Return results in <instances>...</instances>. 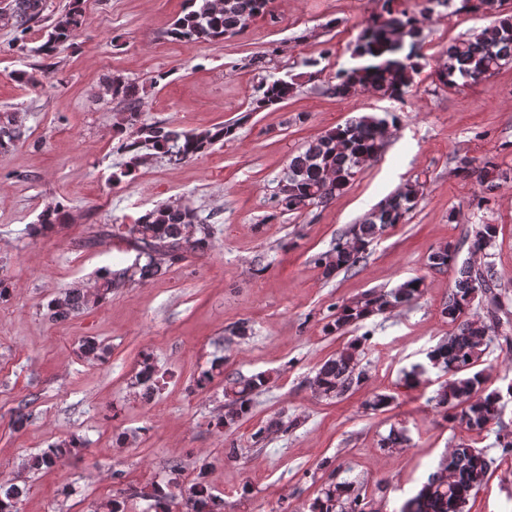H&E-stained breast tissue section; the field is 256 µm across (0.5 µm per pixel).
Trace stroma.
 Segmentation results:
<instances>
[{
    "instance_id": "stroma-1",
    "label": "stroma",
    "mask_w": 512,
    "mask_h": 512,
    "mask_svg": "<svg viewBox=\"0 0 512 512\" xmlns=\"http://www.w3.org/2000/svg\"><path fill=\"white\" fill-rule=\"evenodd\" d=\"M188 0H84V27L52 61L36 52L40 31L12 50V30L0 28V113H11L21 136L0 152V482H26L21 512H89L97 500L129 486L166 480L181 464L208 481L224 512H308L329 481L364 484L379 512H399L441 455L459 442L486 449L493 465L468 512H512V454L496 444V426L482 433L446 422L433 397L445 375L429 369L419 387L403 372L426 360L449 331L441 309L453 272L428 266L432 249L448 243L458 263L471 261L475 227L494 224L489 250L497 273L501 317L512 321V180L492 190L457 177L456 159L493 158L512 170V65L477 84L449 88L432 75L449 43L469 38L489 20L438 6L423 30L424 57L403 99L363 92L339 99L327 89L336 69L352 65L357 36L379 0H273L274 20L261 19L216 42L187 43L167 30ZM318 60L325 80L305 82L287 101L253 111L262 79L304 72ZM25 71L37 86L16 81ZM165 73V80L149 79ZM119 76L142 89L143 122L180 130L236 123L224 143L195 160L154 158L113 182L128 156L116 125L122 107L105 94ZM363 115L398 116L376 159L347 190L324 206L275 212L273 195L290 159L327 129ZM426 182L401 224L389 228L352 270L324 278L315 259L331 250L408 181ZM486 194L477 209L471 200ZM179 201L212 225L211 249L186 257L161 279L129 282L108 299L62 322L48 301L73 285L94 287L99 271L130 266L134 251L118 227L156 205ZM66 222L33 238L48 204ZM426 282L411 305L372 317L341 335L324 324L336 305L407 280ZM250 332L238 337L235 330ZM364 382L340 399L315 395L317 368L361 335ZM109 349L99 364L78 353L82 339ZM164 375L152 402L131 381L143 355ZM224 374L200 390L198 374L215 358ZM269 372L251 413L230 430L212 421L224 402V376ZM376 394L391 404L368 412ZM31 417L18 429V413ZM283 428L257 443L258 426ZM403 446L381 449L391 429ZM88 442L80 455L53 469L28 470L26 458L58 440ZM238 447L237 458L224 456Z\"/></svg>"
}]
</instances>
